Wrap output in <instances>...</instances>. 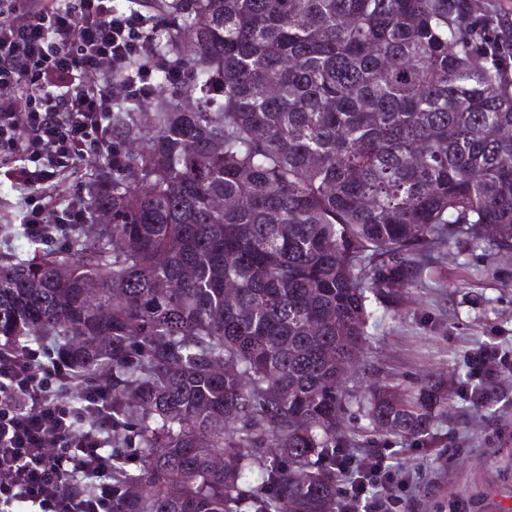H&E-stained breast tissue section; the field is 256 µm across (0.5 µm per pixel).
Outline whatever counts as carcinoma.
Instances as JSON below:
<instances>
[{
  "label": "carcinoma",
  "mask_w": 512,
  "mask_h": 512,
  "mask_svg": "<svg viewBox=\"0 0 512 512\" xmlns=\"http://www.w3.org/2000/svg\"><path fill=\"white\" fill-rule=\"evenodd\" d=\"M157 7L193 104L115 114L111 223L0 264V336L112 366V512H336L371 297L458 236L512 250V69L480 0ZM439 403L362 409L423 441Z\"/></svg>",
  "instance_id": "cac0c4a2"
}]
</instances>
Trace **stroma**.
Instances as JSON below:
<instances>
[{
	"mask_svg": "<svg viewBox=\"0 0 512 512\" xmlns=\"http://www.w3.org/2000/svg\"><path fill=\"white\" fill-rule=\"evenodd\" d=\"M21 190L0 183V261L26 257L37 244L23 228ZM364 353L345 386L364 398L373 386L416 391L436 381L442 400L429 426L427 442L376 436L367 417L345 418L353 451L372 444L389 449L395 463L419 469L418 497L425 512H450L454 500L470 512H512V374L498 377L503 402L479 407L457 388L468 379L467 355L493 336H512V253L460 236L444 252L422 264L413 287L381 304L370 321ZM499 420L504 436L486 433L484 422ZM466 446L449 473L447 496H430L428 483L441 464L450 439Z\"/></svg>",
	"mask_w": 512,
	"mask_h": 512,
	"instance_id": "stroma-1",
	"label": "stroma"
}]
</instances>
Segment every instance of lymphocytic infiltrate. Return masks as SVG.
Instances as JSON below:
<instances>
[{
	"instance_id": "obj_1",
	"label": "lymphocytic infiltrate",
	"mask_w": 512,
	"mask_h": 512,
	"mask_svg": "<svg viewBox=\"0 0 512 512\" xmlns=\"http://www.w3.org/2000/svg\"><path fill=\"white\" fill-rule=\"evenodd\" d=\"M156 0H0V179L28 189L24 231L53 242L89 223L75 193L47 192L83 162L120 167L112 119L187 75L158 48ZM119 84H112V76ZM462 394L498 402L512 345L482 343ZM112 379L87 378L56 347L0 341V512H112ZM337 512H418L417 476L385 449L337 451Z\"/></svg>"
}]
</instances>
